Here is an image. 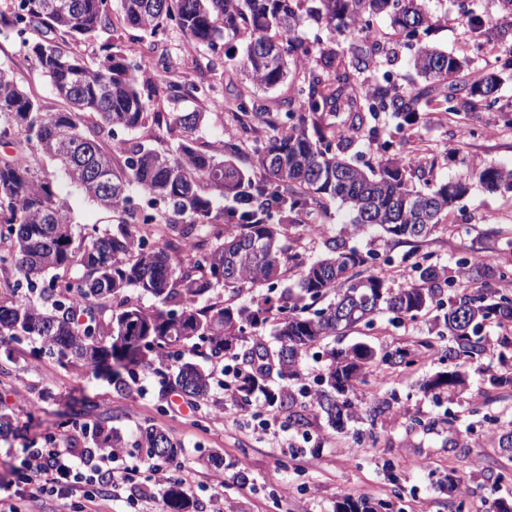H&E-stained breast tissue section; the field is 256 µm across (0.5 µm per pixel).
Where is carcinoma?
Instances as JSON below:
<instances>
[{
    "instance_id": "obj_1",
    "label": "carcinoma",
    "mask_w": 512,
    "mask_h": 512,
    "mask_svg": "<svg viewBox=\"0 0 512 512\" xmlns=\"http://www.w3.org/2000/svg\"><path fill=\"white\" fill-rule=\"evenodd\" d=\"M499 15L487 18L476 6L459 3L473 32L502 43L512 39V0H498ZM125 23L151 38L175 25L197 48L219 51L224 38L248 36L235 66L250 84L270 89L298 67L295 94L283 112H272L242 95L224 103L242 135L263 123L273 134L254 142L252 163H241L236 144L213 152L198 141L208 119L199 109L164 114L152 108L154 98L194 103L207 100L204 82L163 79L158 85L141 78L144 65L117 44L98 46L89 64L77 44L98 40L112 28V0H9L0 10V36H14L24 58L45 77L64 103L52 114L40 99L17 84L0 66V145H14L18 156L0 158V335L24 336L62 366L95 368L108 362L122 367L137 363L141 346L156 350L146 364L167 393L171 382L187 395L207 399L215 377L191 361L170 377L169 361L184 351L206 346L210 356L233 363L229 396L246 404L257 390L268 406L288 411L297 428L310 425L309 413L324 414L341 429L357 413L350 393L367 383L369 364L385 369L415 365L407 349L378 354L357 343L325 350L326 369L320 387L273 392L249 364L270 359L278 376L300 378L302 356L340 331L374 323L386 310L392 320H413L435 313L448 335L446 357L477 359L492 348L480 335L488 324H512V295L496 290L512 282V261L490 265L472 257L455 260L457 276L422 260H404V286L393 289L378 275L358 276L372 256L347 245L342 237L325 242L327 253L301 262L299 278L277 298L270 297L282 279L279 246L284 226L313 208L337 202L356 231L376 227L397 242L429 237L470 190L467 182L444 181L425 191L413 187L395 158L392 142L382 139L379 116L405 123L437 104L445 112L504 111L501 79L487 75L469 84L458 77L470 61L420 39L438 19L427 0H121ZM385 17L398 37L417 42L407 62L421 82L399 84L389 73L369 83L364 73L378 58L397 57L395 42L371 27ZM310 18L331 27L344 21L347 48L339 51L316 35L300 34ZM344 119L352 138L336 137ZM166 130L178 134L177 146L160 151L131 133ZM125 135L122 156L112 136ZM376 145L377 167L363 168L346 158L352 140ZM88 199L110 212L115 225L75 236L68 203L59 189L56 169ZM488 191H512V168L485 165L473 171ZM229 198L225 209L220 200ZM163 241L142 245L144 230ZM194 239L201 254L181 257L182 242ZM220 285L265 288L268 294L236 304L200 301ZM136 288L162 300L164 308L148 312L127 304V289ZM448 288L452 296L443 301ZM280 339L271 355L262 337L249 350L237 351L246 328L268 322ZM462 382L455 369L434 374L425 391L439 395ZM96 448H125L124 436L108 420L95 421L84 432ZM136 447L169 459L179 445L154 428L140 432ZM168 512H190V500L178 484L165 491ZM390 505L351 496L336 503V512H377Z\"/></svg>"
}]
</instances>
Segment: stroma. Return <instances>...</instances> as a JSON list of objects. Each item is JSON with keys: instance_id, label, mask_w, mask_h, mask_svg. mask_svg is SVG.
Listing matches in <instances>:
<instances>
[{"instance_id": "35a3bbf8", "label": "stroma", "mask_w": 512, "mask_h": 512, "mask_svg": "<svg viewBox=\"0 0 512 512\" xmlns=\"http://www.w3.org/2000/svg\"><path fill=\"white\" fill-rule=\"evenodd\" d=\"M428 6L443 21L427 34V41L470 60L467 79L497 71L499 46L471 33L454 0H429ZM112 24L107 39L129 55L149 59L167 54L173 73L191 78L197 66L206 67L208 53L195 48L177 28H168L162 40H154L127 26L117 6L112 9ZM243 48V38L226 42L228 58L215 69L206 67L212 96L225 100L242 90L233 59ZM1 64L11 68L21 87L41 99L46 112L61 110L48 81L25 60L18 42L0 37ZM380 126L416 186L453 178L469 182V193L414 247L381 239L372 230L352 233L349 217L338 204H329L323 213L311 212L307 221L321 225L318 235L292 226L281 239L286 283L299 275L293 256L306 262L323 256L325 241L334 235L346 237L361 251L379 253L380 263L359 268L358 273L385 274L393 288L404 283L401 257L409 249L450 268L461 256L497 261L500 242L512 238V193L487 191L471 179L472 170L481 165L512 167V128L504 125L500 113L479 111L460 117L432 109L410 125L384 116ZM463 126L471 128V135H460ZM58 183L68 198L76 231L112 225L111 213L88 200L66 177H59ZM484 334L492 354L459 359L462 385L452 393L433 395L424 392L422 384L447 368L448 341L438 338L432 315L398 324L385 313L372 326L348 332L343 346L366 342L379 349L405 347L415 352L417 362L389 373L383 383L358 385V414L344 430H333L321 416L312 419L303 434L289 428L287 412H271L261 397L238 407L219 389L209 399L196 401L194 408L174 412L169 400L159 398L144 367L155 357L148 349L141 352L143 364L135 369L136 381L121 391L112 382L111 368L64 367L41 353L38 343L0 338V348L12 352L11 362L0 372V406L15 413L13 430L0 436V500L8 498L6 486L17 481L28 449L44 447L46 436L61 434L63 424L90 423L105 412L124 435L152 427L179 443L178 461L196 474L187 491L196 512H210L209 500L219 487L232 512H334L337 501L348 495L373 503L395 501L398 512H455L461 501L468 512H491L494 502L512 501V483L496 479L497 473L512 471V453L500 448L496 430L466 410L479 403L484 414L512 422V388L490 381L491 376L512 371V327L492 326ZM501 350L508 363L499 361ZM376 393L392 407L374 421L367 408ZM451 414L458 417L452 427L446 423ZM281 431L288 438L287 447H272V434ZM451 473L462 477L461 486L449 487Z\"/></svg>"}]
</instances>
